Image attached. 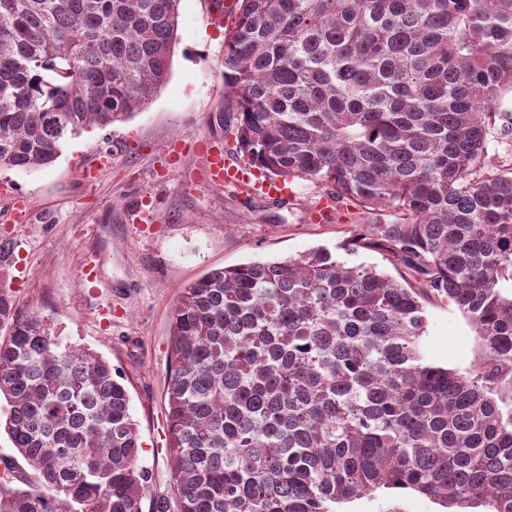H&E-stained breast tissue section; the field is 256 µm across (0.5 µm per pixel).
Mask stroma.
I'll use <instances>...</instances> for the list:
<instances>
[{"mask_svg": "<svg viewBox=\"0 0 512 512\" xmlns=\"http://www.w3.org/2000/svg\"><path fill=\"white\" fill-rule=\"evenodd\" d=\"M223 25L203 0H180L177 42L166 84L131 118L69 139L50 168L0 169V283L19 306L44 317L58 336L97 352L124 377L141 442L139 463L150 493L178 508L166 449V390L172 360L171 317L191 281L213 269L274 261L315 247L338 250L354 225L372 222L355 208L311 211L324 191L309 181L287 183L282 200L213 186L194 141L233 150L226 134L234 112L224 85ZM95 168L82 180V167ZM34 205L32 223L6 217L14 195ZM156 221L137 224L128 211L141 197ZM101 259L100 283L82 284L85 255ZM423 347L435 362L467 367L478 339L447 302L428 301ZM337 512H439L411 492L384 490L338 505Z\"/></svg>", "mask_w": 512, "mask_h": 512, "instance_id": "obj_1", "label": "stroma"}]
</instances>
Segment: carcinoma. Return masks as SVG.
Returning a JSON list of instances; mask_svg holds the SVG:
<instances>
[{
	"mask_svg": "<svg viewBox=\"0 0 512 512\" xmlns=\"http://www.w3.org/2000/svg\"><path fill=\"white\" fill-rule=\"evenodd\" d=\"M180 0H0V168L133 116L168 80ZM236 152L268 178L395 220L412 288L326 247L212 270L173 311L168 452L179 512H335L380 490L512 512V0H233ZM468 320L467 368L422 347L424 302ZM0 512H143L130 395L0 284ZM486 163L490 167L508 171L512 168V139L501 137L496 130L488 135Z\"/></svg>",
	"mask_w": 512,
	"mask_h": 512,
	"instance_id": "1",
	"label": "carcinoma"
}]
</instances>
